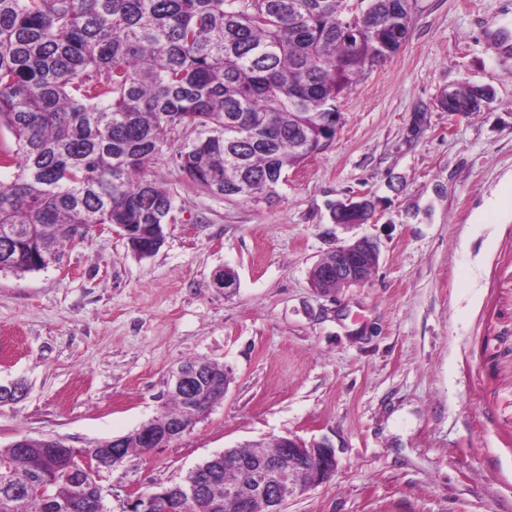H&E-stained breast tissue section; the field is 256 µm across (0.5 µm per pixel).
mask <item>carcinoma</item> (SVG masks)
I'll use <instances>...</instances> for the list:
<instances>
[{"label": "carcinoma", "mask_w": 512, "mask_h": 512, "mask_svg": "<svg viewBox=\"0 0 512 512\" xmlns=\"http://www.w3.org/2000/svg\"><path fill=\"white\" fill-rule=\"evenodd\" d=\"M0 0V271L27 273L62 257L72 233L130 224L128 249L152 256L173 193L147 173L175 150L204 193L276 194L288 171L327 147L324 121L367 71L406 41L410 0ZM481 87L450 88L448 111L481 110ZM192 137L180 145L176 136ZM204 385L169 417L206 411ZM55 439L0 448V512H108L94 479L70 472ZM175 484L169 512H224L218 468L207 499Z\"/></svg>", "instance_id": "1"}]
</instances>
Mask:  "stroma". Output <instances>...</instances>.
Returning <instances> with one entry per match:
<instances>
[{
	"label": "stroma",
	"mask_w": 512,
	"mask_h": 512,
	"mask_svg": "<svg viewBox=\"0 0 512 512\" xmlns=\"http://www.w3.org/2000/svg\"><path fill=\"white\" fill-rule=\"evenodd\" d=\"M405 44L341 101L334 140L271 200L198 190L173 152L149 170L175 219L150 258L93 227L58 265L0 273V447L97 448L169 406L173 369L224 365L223 402L183 437L100 471L109 512L227 448L328 440L339 465L284 512H512V0H411ZM483 86L481 111L439 105ZM371 198L344 228L329 205ZM367 237L379 264L331 295L313 265ZM238 274L227 294L213 285Z\"/></svg>",
	"instance_id": "stroma-1"
}]
</instances>
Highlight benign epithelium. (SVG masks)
<instances>
[{"label":"benign epithelium","mask_w":512,"mask_h":512,"mask_svg":"<svg viewBox=\"0 0 512 512\" xmlns=\"http://www.w3.org/2000/svg\"><path fill=\"white\" fill-rule=\"evenodd\" d=\"M378 261L379 251L371 240L361 237L345 242L314 265L312 284L324 293L361 284L369 278ZM203 365L200 361L193 366L178 367L169 383V396L181 397L190 390ZM195 421V416L190 415L161 431L157 428V419L153 418L137 429L134 438L153 448L159 445L162 435L190 432ZM276 443L283 449L281 457L267 454L264 442L249 444L252 453L245 460L238 459L230 450L219 453L224 462L234 464L242 474L240 482L225 484L224 507L228 512H283L289 501L308 493L336 473L338 460L331 443L320 441L308 446L293 437H280ZM79 461L83 470L93 475L122 464V458L116 454L110 462L88 456L79 457Z\"/></svg>","instance_id":"benign-epithelium-1"}]
</instances>
